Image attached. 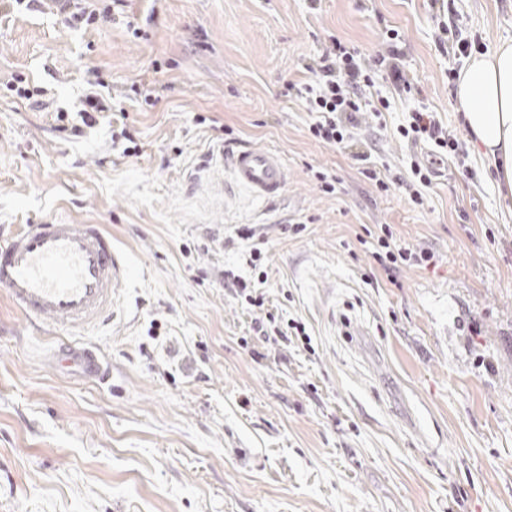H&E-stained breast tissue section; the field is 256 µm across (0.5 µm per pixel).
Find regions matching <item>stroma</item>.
Segmentation results:
<instances>
[{
  "instance_id": "1",
  "label": "stroma",
  "mask_w": 512,
  "mask_h": 512,
  "mask_svg": "<svg viewBox=\"0 0 512 512\" xmlns=\"http://www.w3.org/2000/svg\"><path fill=\"white\" fill-rule=\"evenodd\" d=\"M124 2L87 28L46 6L0 11V230L99 224L132 267L114 316L84 331L36 329L0 290V512H512V212L459 120L465 61L437 51L430 0H161L139 39L127 18L151 4ZM445 19L471 42L512 40V0H454ZM392 31L415 90L376 80L389 112L363 116L350 144L312 139L302 62L333 36L374 56ZM90 66L120 93L137 152L105 112L82 137L57 131ZM13 73L48 108L2 86ZM152 78L168 90L149 107L129 88ZM422 105L459 153L433 160L417 206L394 178L432 153L396 128ZM228 128L280 152L278 201L208 197ZM365 149L388 191L355 160ZM244 224L266 242L261 309L224 286L225 270L248 273ZM375 224L436 265L391 285L359 241ZM269 312L307 338L263 341L253 321ZM65 343L100 350L106 376L61 372Z\"/></svg>"
}]
</instances>
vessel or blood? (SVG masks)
<instances>
[{
    "mask_svg": "<svg viewBox=\"0 0 512 512\" xmlns=\"http://www.w3.org/2000/svg\"><path fill=\"white\" fill-rule=\"evenodd\" d=\"M234 183L253 198L284 191L288 169L278 151L244 147L223 159ZM130 280L126 254L96 224L41 219L0 240V289L34 324L79 331L105 321ZM59 359L71 371L96 374L101 363L88 348L72 345Z\"/></svg>",
    "mask_w": 512,
    "mask_h": 512,
    "instance_id": "obj_1",
    "label": "vessel or blood"
}]
</instances>
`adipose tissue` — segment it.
<instances>
[{"mask_svg": "<svg viewBox=\"0 0 512 512\" xmlns=\"http://www.w3.org/2000/svg\"><path fill=\"white\" fill-rule=\"evenodd\" d=\"M455 98L473 148L512 197V41L471 54L457 76Z\"/></svg>", "mask_w": 512, "mask_h": 512, "instance_id": "1", "label": "adipose tissue"}]
</instances>
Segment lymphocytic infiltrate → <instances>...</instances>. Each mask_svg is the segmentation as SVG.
Returning <instances> with one entry per match:
<instances>
[{
	"mask_svg": "<svg viewBox=\"0 0 512 512\" xmlns=\"http://www.w3.org/2000/svg\"><path fill=\"white\" fill-rule=\"evenodd\" d=\"M402 56V50L390 43L368 61L357 51L348 49L340 39L331 38L323 52L305 66L312 75L305 88L306 109L316 116L309 126L312 137L329 145L341 144L350 139L351 130L359 124L362 114L381 117L389 102L381 97L373 98L371 94L374 71H381L395 90L411 92L414 80L405 69ZM397 132L407 140L430 141L443 150L458 147L457 140L447 134L434 113L424 109L411 112L408 123L398 126ZM369 236L374 248L372 256L389 283H397L401 266L427 267L436 262L434 252L398 243L391 225H375ZM237 237L242 242L241 255L257 277L250 280L230 270L226 273V285L242 303L263 307L265 297L255 283L266 278L261 269L264 240L250 227L239 228Z\"/></svg>",
	"mask_w": 512,
	"mask_h": 512,
	"instance_id": "1",
	"label": "lymphocytic infiltrate"
}]
</instances>
